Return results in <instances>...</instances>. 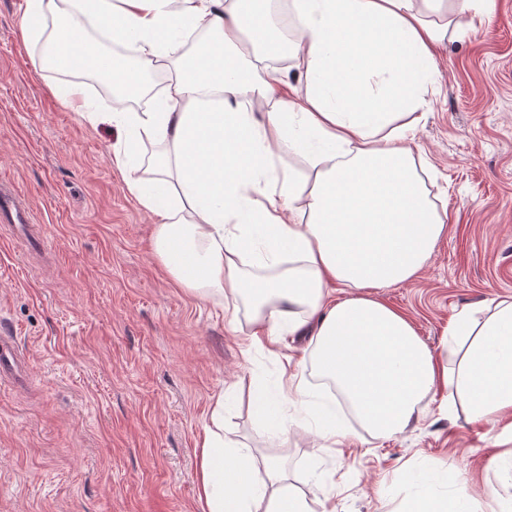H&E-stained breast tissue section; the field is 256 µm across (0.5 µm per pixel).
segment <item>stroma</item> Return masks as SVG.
Masks as SVG:
<instances>
[{"label": "stroma", "instance_id": "1", "mask_svg": "<svg viewBox=\"0 0 512 512\" xmlns=\"http://www.w3.org/2000/svg\"><path fill=\"white\" fill-rule=\"evenodd\" d=\"M491 7L485 31L448 4L463 34L436 50L439 89L413 145L445 230L416 276L377 293L444 361L457 314L512 295V0ZM23 12L0 0V180L34 213L25 241L0 224V328L31 372L0 381V512H201L200 442L220 395L224 436L253 448L256 479L284 463L292 489L327 512H410L396 492L410 469L468 478L480 512H502L488 427L449 409L446 388L391 439L358 427L326 446L292 402L287 433L262 420L288 349L251 347L248 302L193 295L165 271L152 219L111 162L114 129L54 90L81 82L109 103L84 72L33 71Z\"/></svg>", "mask_w": 512, "mask_h": 512}]
</instances>
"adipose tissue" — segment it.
<instances>
[{"mask_svg": "<svg viewBox=\"0 0 512 512\" xmlns=\"http://www.w3.org/2000/svg\"><path fill=\"white\" fill-rule=\"evenodd\" d=\"M269 0H26L21 35L35 71L91 70L113 88L167 83L149 107L98 111L82 85L58 95L117 132L111 161L154 219L152 247L189 292L246 299L273 345L303 336L320 375L378 436L403 433L436 385L460 393L470 421L512 411V296L448 331L439 361L410 319L376 295L411 279L444 224L417 175L413 114L437 88L435 23L445 0H287L299 37L273 25ZM98 29L101 40L88 36ZM134 48L119 59L101 42ZM292 56L298 82L271 73ZM163 146L146 167L139 147ZM301 159L287 167L283 155ZM150 177H142V170ZM311 395L303 370L260 401L268 425L282 403ZM252 451L226 446L216 399L199 458L202 512H312L283 464L251 474ZM443 472H407L412 512H477L467 479L442 500Z\"/></svg>", "mask_w": 512, "mask_h": 512, "instance_id": "1", "label": "adipose tissue"}]
</instances>
